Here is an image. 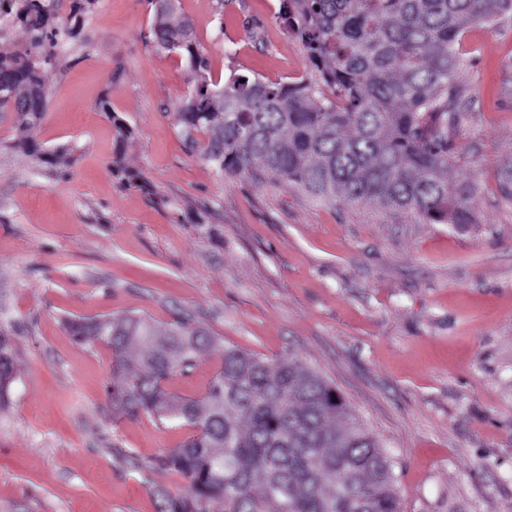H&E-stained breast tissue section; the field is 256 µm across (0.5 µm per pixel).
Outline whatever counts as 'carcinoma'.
I'll return each instance as SVG.
<instances>
[{
	"label": "carcinoma",
	"mask_w": 512,
	"mask_h": 512,
	"mask_svg": "<svg viewBox=\"0 0 512 512\" xmlns=\"http://www.w3.org/2000/svg\"><path fill=\"white\" fill-rule=\"evenodd\" d=\"M94 0H0V24L16 22L24 47L0 52V114L26 135L17 146L59 170L35 130L49 107L44 72L61 42L81 38ZM512 11V0H280L277 19L303 47L305 76L266 82L232 73L211 76L175 0L155 11L152 42L187 55L192 90L175 112L192 149L222 177L269 178L329 201L372 202L412 211L428 224L473 223L477 186L449 177L451 134L465 119L456 45L468 25ZM116 154L112 174L156 204L164 196L124 164L134 129L103 99ZM203 136L198 140L197 136ZM80 344L112 349V413L146 414L187 426L183 445L149 469L177 473L188 490L157 486L159 512H400L389 458L321 374L294 354L269 362L220 347L181 316L161 328L148 318L69 320ZM215 374L200 398L179 397L170 380L204 354ZM15 379L0 330V408Z\"/></svg>",
	"instance_id": "obj_1"
}]
</instances>
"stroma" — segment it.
<instances>
[{"label": "stroma", "mask_w": 512, "mask_h": 512, "mask_svg": "<svg viewBox=\"0 0 512 512\" xmlns=\"http://www.w3.org/2000/svg\"><path fill=\"white\" fill-rule=\"evenodd\" d=\"M279 4L179 0V12L214 79L279 82L306 73ZM154 12L97 0L83 42L47 70L36 138L69 150L67 179L16 148L14 116L0 117V329L15 363L0 512H159L156 486L187 490L147 464L188 428L114 419L111 349L65 328L132 313L306 361L390 457L402 512H512V13L469 25L458 45L472 104L450 174L478 185L474 221L458 227L216 175L175 123L191 73L152 47ZM104 98L135 130L126 165L168 207L113 179Z\"/></svg>", "instance_id": "35a3bbf8"}]
</instances>
